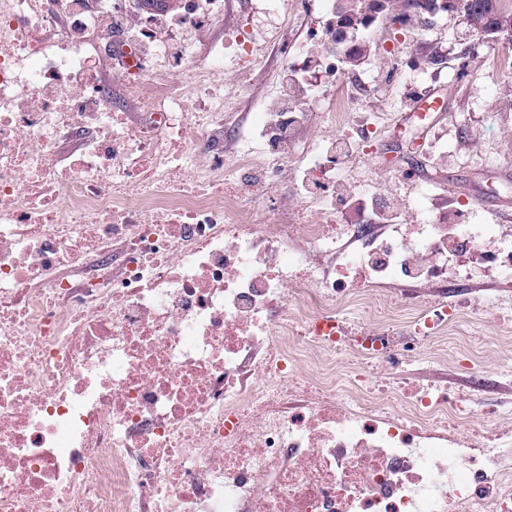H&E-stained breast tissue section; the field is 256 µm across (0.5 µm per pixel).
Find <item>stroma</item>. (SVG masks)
<instances>
[{"mask_svg":"<svg viewBox=\"0 0 512 512\" xmlns=\"http://www.w3.org/2000/svg\"><path fill=\"white\" fill-rule=\"evenodd\" d=\"M229 8L223 23L194 34L195 61L206 64L216 35H223L226 119L246 139L254 133L255 113L269 111L281 94L285 46H301L298 61L303 67L314 68L322 61L321 40L333 2L305 0L294 29L282 31L277 41L270 30L278 19L264 0H230ZM240 31L255 34L263 55L244 90L234 82V37ZM368 39L372 52L362 65L336 70L337 85L364 91L352 120L332 126L325 119L327 95L305 98L301 107L311 120L300 139L319 131L337 140L366 142L364 161L336 177L353 202H362L365 189L374 186L379 204L403 202L410 222L425 209L452 214L462 208L474 223H506L495 204L512 198V110L501 105L512 96V48L471 36L462 18L445 14L431 27L408 25L398 31L380 19L371 25ZM426 44L437 47L438 64L424 65ZM423 94L441 98L443 110L411 111L413 99ZM368 126L376 134L367 142L362 130ZM472 297L481 308L470 326V346L489 383L488 393L472 401V411L481 414L492 404L512 417V339H501L491 313L501 300L500 291L478 288Z\"/></svg>","mask_w":512,"mask_h":512,"instance_id":"obj_1","label":"stroma"}]
</instances>
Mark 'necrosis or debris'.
<instances>
[{
    "instance_id": "1",
    "label": "necrosis or debris",
    "mask_w": 512,
    "mask_h": 512,
    "mask_svg": "<svg viewBox=\"0 0 512 512\" xmlns=\"http://www.w3.org/2000/svg\"><path fill=\"white\" fill-rule=\"evenodd\" d=\"M131 0H0V512H512V420L409 387L467 334L512 230L425 211L336 221L337 167L284 85L224 122V49ZM173 91L152 95L153 63ZM333 204L287 214L291 160Z\"/></svg>"
}]
</instances>
